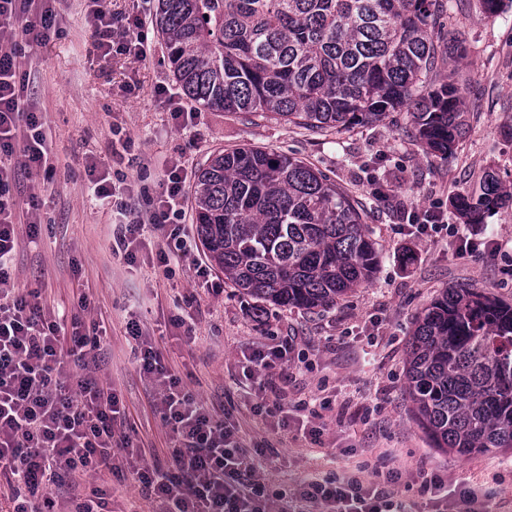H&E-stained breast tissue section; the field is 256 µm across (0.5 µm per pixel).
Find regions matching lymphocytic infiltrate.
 Wrapping results in <instances>:
<instances>
[{
  "label": "lymphocytic infiltrate",
  "instance_id": "obj_1",
  "mask_svg": "<svg viewBox=\"0 0 512 512\" xmlns=\"http://www.w3.org/2000/svg\"><path fill=\"white\" fill-rule=\"evenodd\" d=\"M48 0H0V498L8 512H58L51 485L80 474L102 482L75 500L73 512H111L110 475L121 472L132 440L124 430L126 410L112 388L68 374L66 360L82 363L101 337L81 329L79 318L47 314L11 284L8 261L18 246L17 201L11 192L16 169L49 168L50 151L42 116L16 85L17 33L28 44L50 39ZM188 175L172 166L156 199L151 223L167 239L159 264L187 256L188 230L180 205ZM129 336L139 350L141 371L162 388L158 412L172 434L167 464L139 462L130 474L162 512H288L271 509L253 480L254 457L235 430L197 401L181 377L172 374L136 323ZM71 345L62 348V337ZM297 512H409L377 483L354 472L308 483Z\"/></svg>",
  "mask_w": 512,
  "mask_h": 512
}]
</instances>
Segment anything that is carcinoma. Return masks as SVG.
Returning a JSON list of instances; mask_svg holds the SVG:
<instances>
[{
    "instance_id": "cac0c4a2",
    "label": "carcinoma",
    "mask_w": 512,
    "mask_h": 512,
    "mask_svg": "<svg viewBox=\"0 0 512 512\" xmlns=\"http://www.w3.org/2000/svg\"><path fill=\"white\" fill-rule=\"evenodd\" d=\"M440 0H158L177 83L192 101L341 133L407 109L427 153L451 156L464 132L452 81L426 89ZM466 57V39L448 38ZM512 201L493 172L450 204L469 224ZM196 230L208 258L259 302L324 308L367 283L377 255L350 198L303 161L259 148L219 152L199 169ZM408 396L432 447L512 450V305L444 289L416 318Z\"/></svg>"
}]
</instances>
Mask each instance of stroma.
Returning <instances> with one entry per match:
<instances>
[{
    "label": "stroma",
    "mask_w": 512,
    "mask_h": 512,
    "mask_svg": "<svg viewBox=\"0 0 512 512\" xmlns=\"http://www.w3.org/2000/svg\"><path fill=\"white\" fill-rule=\"evenodd\" d=\"M106 3L114 18L145 20L146 57L129 53L118 35L108 48L89 51L91 0H53L50 40L26 50L17 71L43 114L52 167L16 174L12 191L23 222L9 262L14 286L35 294L44 311L77 314L107 329L86 366H70V373L114 388L134 446L147 461H167L171 436L156 410L160 389L140 372L127 333L135 320L214 417L235 428L246 448L265 449L254 480L269 502L359 467L387 478L393 498L413 512L435 508L419 478L423 471L444 483L450 512H464L463 487L485 512H512V451L464 457L432 448L405 394L406 342L443 288H485L512 304V203L477 226L450 205L478 188L486 173L512 183V7L487 17L479 0H443L441 28L465 32L467 56L440 51L431 81L460 87L467 134L440 160L427 156L406 111L341 134H314L195 104L175 90L154 22L157 0ZM161 86L174 96H157ZM177 108L184 112L178 121ZM239 147L303 160L349 196L378 255L367 284L322 311L261 309L219 269L200 285L193 263L207 256L199 239L187 257L160 266L165 239L147 220L171 166L195 174L213 154ZM92 161L108 173L112 201L91 199ZM121 202L146 223L132 263L111 250ZM428 210L442 214L444 230L408 234L406 224ZM32 214L33 238L24 222ZM472 235L478 248L457 257L460 237ZM289 337L295 349L269 377L277 394L262 397L250 353ZM313 398L320 402L316 412L300 411Z\"/></svg>",
    "instance_id": "35a3bbf8"
}]
</instances>
